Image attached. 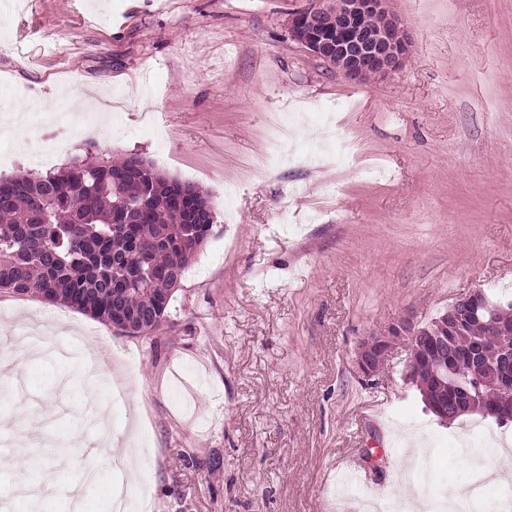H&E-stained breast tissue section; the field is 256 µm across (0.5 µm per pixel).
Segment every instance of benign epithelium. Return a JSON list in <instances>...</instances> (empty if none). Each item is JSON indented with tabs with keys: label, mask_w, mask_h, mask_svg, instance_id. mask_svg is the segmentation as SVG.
Returning <instances> with one entry per match:
<instances>
[{
	"label": "benign epithelium",
	"mask_w": 512,
	"mask_h": 512,
	"mask_svg": "<svg viewBox=\"0 0 512 512\" xmlns=\"http://www.w3.org/2000/svg\"><path fill=\"white\" fill-rule=\"evenodd\" d=\"M383 17L377 29L366 26L370 15ZM288 36L307 53L322 60L346 78L360 80L387 76L405 64L408 40L390 0H305V5L288 15ZM166 300L158 298L140 311L112 309L117 325L132 336H141L159 322L158 312ZM479 320L495 329L505 339L512 337V325L500 321L488 308L484 295L472 290L460 296L436 321L454 333L468 322ZM415 345V351L433 363L435 383L431 389L436 405L444 415H456L473 409L483 398V378L467 384L448 381L461 358L480 366L482 372L500 390L512 391V348L504 344L497 355L489 354L479 338L459 350L448 344L446 336H426L409 320L391 323L380 332L365 338L357 352L356 365L367 377L386 365L394 347L404 341Z\"/></svg>",
	"instance_id": "benign-epithelium-1"
}]
</instances>
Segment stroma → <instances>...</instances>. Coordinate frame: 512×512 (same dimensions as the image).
Wrapping results in <instances>:
<instances>
[{
  "label": "stroma",
  "mask_w": 512,
  "mask_h": 512,
  "mask_svg": "<svg viewBox=\"0 0 512 512\" xmlns=\"http://www.w3.org/2000/svg\"><path fill=\"white\" fill-rule=\"evenodd\" d=\"M301 2L0 0L5 176L137 153L214 212L150 334L0 291V512H109L101 411L150 512H363L408 473L433 497L501 469L512 421L435 417L408 345L369 379L355 357L471 290L512 299V0H391L409 55L360 82L289 38ZM32 336L100 352L98 378L55 351L12 372Z\"/></svg>",
  "instance_id": "obj_1"
}]
</instances>
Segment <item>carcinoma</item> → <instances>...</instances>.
<instances>
[{"label":"carcinoma","mask_w":512,"mask_h":512,"mask_svg":"<svg viewBox=\"0 0 512 512\" xmlns=\"http://www.w3.org/2000/svg\"><path fill=\"white\" fill-rule=\"evenodd\" d=\"M134 165L143 176H114ZM176 181L139 154L77 157L58 170L16 176L0 190V290L63 303L112 325V305L142 307L175 288L211 224H187L161 202L141 219L151 183ZM477 321L453 343L487 336Z\"/></svg>","instance_id":"1"}]
</instances>
